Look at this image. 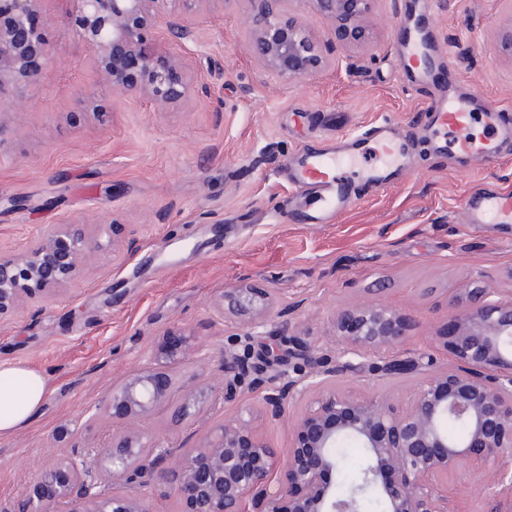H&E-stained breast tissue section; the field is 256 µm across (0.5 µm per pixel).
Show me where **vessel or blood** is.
I'll use <instances>...</instances> for the list:
<instances>
[{"mask_svg":"<svg viewBox=\"0 0 512 512\" xmlns=\"http://www.w3.org/2000/svg\"><path fill=\"white\" fill-rule=\"evenodd\" d=\"M403 67L415 73V84L428 76L423 60L430 51L426 38L403 32L397 45ZM473 95L453 98L430 96L425 112L427 126L445 140L447 149L484 160L498 158L508 138L512 120L502 111L489 110L485 116L491 134L473 137L468 133L474 112ZM414 148L413 141L392 120L386 119L359 136L328 140L317 149H299L284 166V175L302 203L301 221L326 224L338 217L354 200V183L383 189L401 177ZM466 223L512 224V191L469 196L463 203Z\"/></svg>","mask_w":512,"mask_h":512,"instance_id":"1","label":"vessel or blood"}]
</instances>
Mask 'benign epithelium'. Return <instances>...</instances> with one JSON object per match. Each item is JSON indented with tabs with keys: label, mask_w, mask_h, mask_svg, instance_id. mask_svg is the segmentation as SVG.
<instances>
[{
	"label": "benign epithelium",
	"mask_w": 512,
	"mask_h": 512,
	"mask_svg": "<svg viewBox=\"0 0 512 512\" xmlns=\"http://www.w3.org/2000/svg\"><path fill=\"white\" fill-rule=\"evenodd\" d=\"M43 0H0V146L11 128V102L43 78L51 51L39 20ZM78 38L95 51L101 86L121 89L162 106L185 102L193 85L183 62L146 38L162 27L176 41L193 38L187 16L205 0H70ZM247 20L251 51L280 79L295 81L322 67L323 47L290 12L293 0H250ZM333 24L342 43H364L375 0H306ZM100 243L77 222L60 224L22 253H0V315L21 303L47 302L76 278ZM221 304L258 315L267 295L250 288L222 295ZM254 327L243 350L224 349V394L261 393V412L279 418L292 400H306L288 448V477L277 478L278 449L256 430L252 412L212 427L197 448L172 455L169 447L143 442L137 421L169 403L172 366L196 347L186 337L164 340L155 357L114 384L103 409L129 423L97 455L96 464L67 456L45 467L29 492L7 512H148L140 490L167 487L182 512H361L374 490L385 512H448V480L482 478L486 512H512V292L482 288L450 321L445 347L454 364L432 372L425 352L403 358L387 353L406 336L403 318L382 304L336 314V365L324 368L316 349L300 336L255 350ZM378 357L377 364L371 358ZM292 373L275 380L274 366ZM377 373L420 378L407 404L396 408L377 397L336 389L338 374L365 378ZM211 393L203 386L180 396L178 415L204 410ZM461 423L460 439L447 424ZM350 438L366 453L361 480L346 497H336L328 478L338 463L334 449ZM171 465H164L168 457ZM102 469L134 489L132 494L91 492L92 468Z\"/></svg>",
	"instance_id": "1"
}]
</instances>
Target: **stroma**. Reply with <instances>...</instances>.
I'll return each mask as SVG.
<instances>
[{
	"label": "stroma",
	"mask_w": 512,
	"mask_h": 512,
	"mask_svg": "<svg viewBox=\"0 0 512 512\" xmlns=\"http://www.w3.org/2000/svg\"><path fill=\"white\" fill-rule=\"evenodd\" d=\"M69 9L68 0H43L54 63L26 87L0 147V251H22L70 222L84 224L101 247L50 304L0 316V365L47 383L32 420L0 435V508L58 456L93 457L123 430L102 413L103 402L168 334L197 347L173 370L175 388L204 381L216 392L199 416L180 419L165 406L140 420L145 441L192 448L206 428L257 409L255 394L223 392L224 348L247 330L219 308L226 290L265 292L262 334L303 337L328 361L336 357L337 312L383 303L407 322L394 356L427 352L437 371L452 363L440 335L467 291L512 290V226L462 217L469 194L512 190V144L482 162L438 153L425 131L429 91L410 85L397 55L402 30L423 25L437 45L427 61L432 85L475 91L485 109L512 106V58L499 49L512 0H435L429 11L421 0H376L361 46L331 41V22L292 0V14L326 54L324 66L292 83L252 56L249 0H208L188 18L193 40L153 34L193 80L191 97L175 107L95 87L93 53L73 35ZM385 118L417 137L408 178L379 191L359 187L333 223L294 220L286 158ZM416 384L336 377L340 390L397 407ZM303 408L291 403L285 416L261 415L255 425L287 453ZM63 426L69 433L61 437Z\"/></svg>",
	"instance_id": "obj_1"
}]
</instances>
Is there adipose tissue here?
<instances>
[{
  "mask_svg": "<svg viewBox=\"0 0 512 512\" xmlns=\"http://www.w3.org/2000/svg\"><path fill=\"white\" fill-rule=\"evenodd\" d=\"M45 392L39 374L20 367H0V434H10L29 423Z\"/></svg>",
  "mask_w": 512,
  "mask_h": 512,
  "instance_id": "obj_1",
  "label": "adipose tissue"
}]
</instances>
